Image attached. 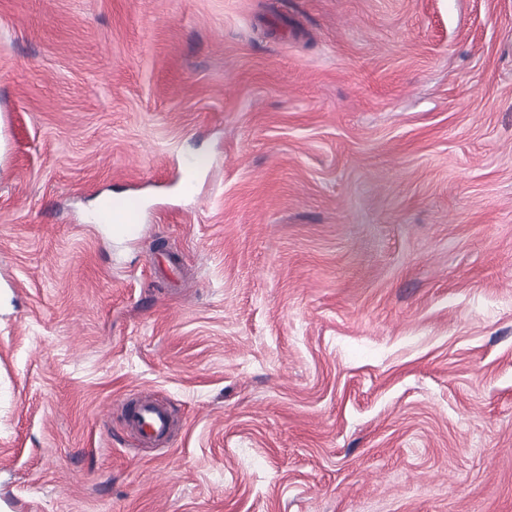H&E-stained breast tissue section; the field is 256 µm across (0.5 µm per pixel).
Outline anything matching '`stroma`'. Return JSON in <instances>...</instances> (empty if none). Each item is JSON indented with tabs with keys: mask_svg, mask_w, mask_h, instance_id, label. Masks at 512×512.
Here are the masks:
<instances>
[{
	"mask_svg": "<svg viewBox=\"0 0 512 512\" xmlns=\"http://www.w3.org/2000/svg\"><path fill=\"white\" fill-rule=\"evenodd\" d=\"M13 501L512 512V0H0ZM125 426L143 443L159 442L171 433L174 420L169 409L155 397L123 402Z\"/></svg>",
	"mask_w": 512,
	"mask_h": 512,
	"instance_id": "stroma-1",
	"label": "stroma"
}]
</instances>
